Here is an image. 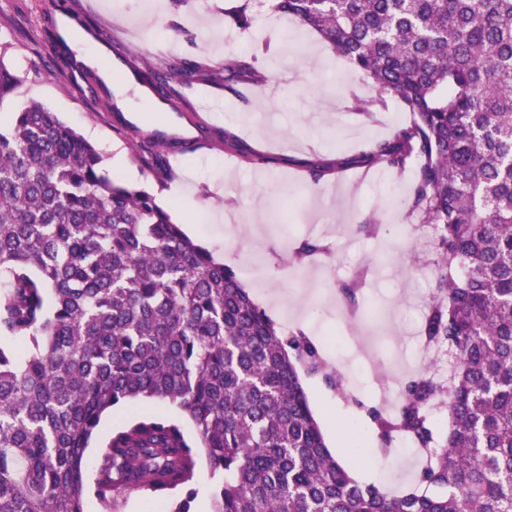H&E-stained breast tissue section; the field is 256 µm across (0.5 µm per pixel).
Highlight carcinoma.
Here are the masks:
<instances>
[{
    "label": "carcinoma",
    "mask_w": 512,
    "mask_h": 512,
    "mask_svg": "<svg viewBox=\"0 0 512 512\" xmlns=\"http://www.w3.org/2000/svg\"><path fill=\"white\" fill-rule=\"evenodd\" d=\"M411 114L367 153L414 168L412 233L434 259L422 331L448 347L444 384L409 380L374 420L383 443L428 452L419 488L361 485L327 449L298 364L331 368L283 334L174 224L156 196L103 167L97 148L31 100L0 124V512H103L132 493L192 512L204 454L212 512H512V0H272ZM233 20L253 23L251 0ZM204 76L146 68L159 90ZM22 77L0 50V108ZM268 77L224 64V89ZM162 170L154 144L136 146ZM164 400L196 439L144 411L86 452L104 414ZM448 412L442 443L428 419Z\"/></svg>",
    "instance_id": "1"
}]
</instances>
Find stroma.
I'll return each instance as SVG.
<instances>
[{
    "label": "stroma",
    "instance_id": "1",
    "mask_svg": "<svg viewBox=\"0 0 512 512\" xmlns=\"http://www.w3.org/2000/svg\"><path fill=\"white\" fill-rule=\"evenodd\" d=\"M239 0H190L173 12L169 0H155L153 13L137 11V0L118 10L113 0H0V42L5 61L24 80L5 111L35 99L48 105L97 146L110 171L124 183L153 192L168 210L180 209L193 222L192 239L237 274L251 295L270 292L280 301L273 320L283 331L307 318L322 357H333L354 398L340 396L323 374L303 373L302 381L318 421H330L342 451L358 449V461L373 481L396 493L416 489L420 458L416 452L383 450L372 420L382 395L363 364L371 351L380 375L400 396L401 383L424 370L411 359L423 336L425 303L433 287L432 255L422 244L395 235L369 237L359 224L379 218L385 224L412 225L408 210L414 171L363 163L373 144L391 140L410 121L394 98L378 104L371 81L335 55L316 33L298 29L287 16L256 0L254 31L236 28L232 12ZM108 47L127 50V65H162L186 58L212 69L228 60H248L270 81L252 98L226 93L220 85H174L163 101L173 115L197 126L198 144L190 149L164 141L163 175L135 155L134 137H149L160 116L150 113L136 129L123 128L112 95L96 69L83 60L85 48L66 50L61 77L30 73L45 60L44 44L58 34L61 17ZM232 134L235 147L224 145ZM330 175L313 180L314 165ZM193 168L195 190L168 199L169 187L183 168ZM265 181H258V174ZM321 225L322 237L348 239L350 247L331 248L319 266H297L288 257ZM362 280L355 304L317 293L319 284L342 290ZM358 431L346 435L345 427Z\"/></svg>",
    "mask_w": 512,
    "mask_h": 512
}]
</instances>
